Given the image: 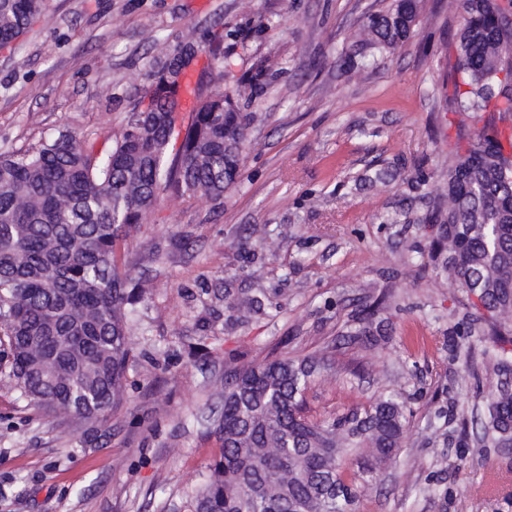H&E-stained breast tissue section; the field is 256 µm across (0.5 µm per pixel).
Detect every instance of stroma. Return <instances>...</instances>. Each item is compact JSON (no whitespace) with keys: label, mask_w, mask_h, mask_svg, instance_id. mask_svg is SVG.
I'll use <instances>...</instances> for the list:
<instances>
[{"label":"stroma","mask_w":512,"mask_h":512,"mask_svg":"<svg viewBox=\"0 0 512 512\" xmlns=\"http://www.w3.org/2000/svg\"><path fill=\"white\" fill-rule=\"evenodd\" d=\"M392 0H48L14 51L0 50V152L27 150L68 123L97 148L114 143L148 87L157 46L207 45L234 74L277 58L252 101L234 186L161 198L126 240L149 284L130 326L128 402L112 437L18 400L0 372V512H186L220 445L206 432L234 366L278 354L325 355L307 393L315 414L401 392L408 432L357 512H512V452L460 446L427 429L435 413L472 421L497 383L486 336L473 370L453 362L448 331L473 314L451 279L423 268L429 206L420 176L448 167L473 118L451 110L448 39L460 0H416L417 25L390 52L359 42ZM386 168L385 184L363 182ZM409 214L410 223L397 218ZM261 294L242 316L224 291ZM384 299L379 346L337 345L356 313Z\"/></svg>","instance_id":"1"}]
</instances>
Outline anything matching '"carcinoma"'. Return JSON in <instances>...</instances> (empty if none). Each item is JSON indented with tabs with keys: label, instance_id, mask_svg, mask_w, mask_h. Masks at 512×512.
<instances>
[{
	"label": "carcinoma",
	"instance_id": "1",
	"mask_svg": "<svg viewBox=\"0 0 512 512\" xmlns=\"http://www.w3.org/2000/svg\"><path fill=\"white\" fill-rule=\"evenodd\" d=\"M45 0H0V48L25 35ZM463 24L451 42L454 111L478 126L469 147L436 175L446 209L422 223L431 227L432 271L450 277L489 316L487 335L501 356L484 416L475 422L481 441L512 449V0H461ZM414 0H396L364 24L366 44L385 51L411 34ZM224 35L208 43L204 82L224 91L187 116L178 91L203 48L187 42L163 51L151 71L149 101L121 137L97 149L63 125L58 134L25 152L0 153V347L19 398L46 412L80 419L97 445L112 414L126 404L130 358L128 289L131 268L121 242L137 230L160 195L224 198L238 176L246 148L250 100L273 63L264 60L236 77L224 63ZM180 141L172 151L170 145ZM229 305L258 313V295ZM380 298L357 313L352 343L376 345ZM475 333L466 322L449 331L448 351ZM329 368L323 356L253 360L224 377V410L210 434L220 455L187 500L189 512H356L361 494L377 482L380 466L399 461L407 431L405 402L392 391L367 406L314 419L306 393Z\"/></svg>",
	"mask_w": 512,
	"mask_h": 512
}]
</instances>
